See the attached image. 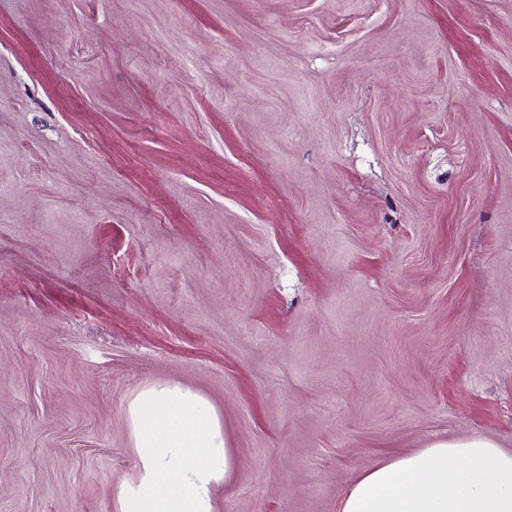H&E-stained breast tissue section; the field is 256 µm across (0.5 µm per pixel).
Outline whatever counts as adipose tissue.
I'll return each mask as SVG.
<instances>
[{
    "label": "adipose tissue",
    "instance_id": "obj_1",
    "mask_svg": "<svg viewBox=\"0 0 512 512\" xmlns=\"http://www.w3.org/2000/svg\"><path fill=\"white\" fill-rule=\"evenodd\" d=\"M126 418L139 461L115 512H213L235 459L214 407L179 385H149ZM340 512H512V452L483 436L438 439L383 459L343 489Z\"/></svg>",
    "mask_w": 512,
    "mask_h": 512
}]
</instances>
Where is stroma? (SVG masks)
<instances>
[{"label": "stroma", "instance_id": "1", "mask_svg": "<svg viewBox=\"0 0 512 512\" xmlns=\"http://www.w3.org/2000/svg\"><path fill=\"white\" fill-rule=\"evenodd\" d=\"M153 382L214 512L512 451V0H0V512H115Z\"/></svg>", "mask_w": 512, "mask_h": 512}]
</instances>
